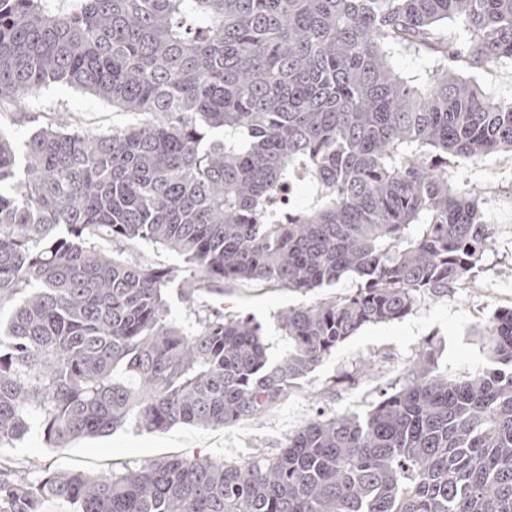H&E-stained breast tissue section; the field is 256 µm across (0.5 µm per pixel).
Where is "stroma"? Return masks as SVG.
Here are the masks:
<instances>
[{"instance_id":"35a3bbf8","label":"stroma","mask_w":512,"mask_h":512,"mask_svg":"<svg viewBox=\"0 0 512 512\" xmlns=\"http://www.w3.org/2000/svg\"><path fill=\"white\" fill-rule=\"evenodd\" d=\"M80 120L92 132H109L128 126L132 117L113 110L110 103L63 83L42 89L22 103L15 121L4 130L16 145H24L42 126ZM452 181L480 191L494 239L467 284L422 297L407 317L369 325L340 344L320 366L292 387L288 396L261 417L219 429L178 424L164 432H149L128 423L102 437L77 440L66 448L47 447L38 431L24 439L0 446V457L22 468L31 462L63 472L81 470L97 474L111 468L144 464L171 455L209 454L244 461L255 452L276 454L289 433L319 414L365 415L383 390L400 384L419 350L436 340L437 364L449 377L461 378L482 372L491 361L480 338V329L495 312L512 307V156L499 154L477 164L449 168ZM355 280L302 293L265 284L239 283L222 292L197 295L187 302L180 281L168 292L171 320L187 325L199 306L261 325L271 343L272 357L288 348L278 318L288 308L347 293Z\"/></svg>"}]
</instances>
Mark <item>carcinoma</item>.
<instances>
[{
  "label": "carcinoma",
  "instance_id": "1",
  "mask_svg": "<svg viewBox=\"0 0 512 512\" xmlns=\"http://www.w3.org/2000/svg\"><path fill=\"white\" fill-rule=\"evenodd\" d=\"M397 46L435 82L399 76ZM506 60L512 0H0V116L56 82L135 116L43 128L22 164L0 130V309L21 298L0 319V445L256 419L361 328L468 281L493 231L448 167L512 153V100L458 72ZM305 178L313 202L273 211ZM98 238L177 252L191 295L357 288L281 314L273 362L246 318L169 319L176 274ZM483 336L498 367L450 379L428 346L366 415L312 420L272 456L0 463V512H512V308ZM390 56L393 67L402 77L416 86H427L435 68L429 58L400 48H393Z\"/></svg>",
  "mask_w": 512,
  "mask_h": 512
}]
</instances>
